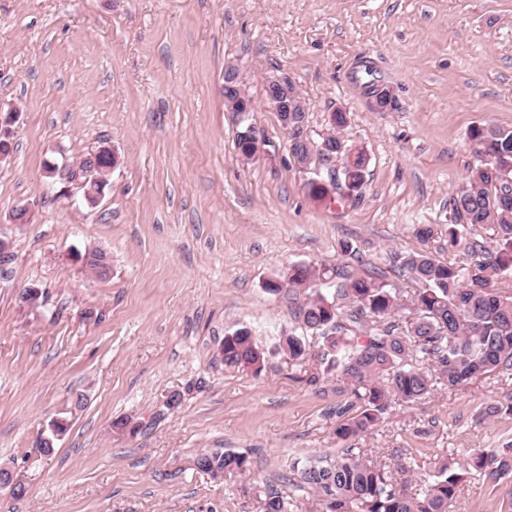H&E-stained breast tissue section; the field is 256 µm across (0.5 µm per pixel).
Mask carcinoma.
<instances>
[{"mask_svg": "<svg viewBox=\"0 0 512 512\" xmlns=\"http://www.w3.org/2000/svg\"><path fill=\"white\" fill-rule=\"evenodd\" d=\"M469 138L476 163L452 197L448 247L466 240V227L489 225V246L473 240L468 249L483 253L473 265H456L427 251L401 258L402 270L420 287L406 296L372 268L362 274L317 270L304 263L288 269L286 278L267 284L271 292L288 287L302 294L294 313L300 333L279 338L288 359L304 364L318 359L323 373L347 385L350 401L336 409V440L346 443L334 457L296 463L297 490L324 498L327 512H452L459 485L475 472L491 486L512 476V444L474 448L461 465L439 461L421 474L424 490H408L409 479L397 481L348 442L373 431L393 403L427 398L439 386L453 390L481 375L512 376V207L502 193L512 178V128L493 123L473 127ZM112 157L85 159L82 169L107 176ZM367 157L354 152L340 179L352 180L353 191L364 183ZM320 340L313 351L308 337ZM224 365L260 371L264 351L251 332L240 328L224 336ZM247 456L213 452L197 459L206 473L249 469ZM291 501L267 486L264 512H288Z\"/></svg>", "mask_w": 512, "mask_h": 512, "instance_id": "obj_1", "label": "carcinoma"}]
</instances>
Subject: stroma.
<instances>
[{
    "label": "stroma",
    "mask_w": 512,
    "mask_h": 512,
    "mask_svg": "<svg viewBox=\"0 0 512 512\" xmlns=\"http://www.w3.org/2000/svg\"><path fill=\"white\" fill-rule=\"evenodd\" d=\"M229 63L244 115L224 104ZM277 77L299 88L312 142L345 112L343 139L368 156L357 193L309 195L265 100ZM373 83L393 89L394 110L375 109ZM1 108L20 121L0 162V467L27 493L0 488V512H263L296 459L339 451L347 401L335 377L310 380L276 351L297 298L265 284L308 263L377 268L411 291L398 256L474 262L448 247L450 200L474 162L470 129L512 127V0H0ZM249 124L269 150L253 161L236 148ZM103 146L119 162L91 209L80 164ZM48 159L64 176H45ZM21 204L31 223H13ZM92 248L109 278L83 266ZM32 284L36 307L18 299ZM241 327L266 352L261 371L224 363ZM495 400L512 402V379L489 373L392 405L353 445L387 468L461 461L512 441V415L481 417ZM216 450L249 470L200 471ZM452 510L512 512V476L464 483Z\"/></svg>",
    "instance_id": "stroma-1"
}]
</instances>
